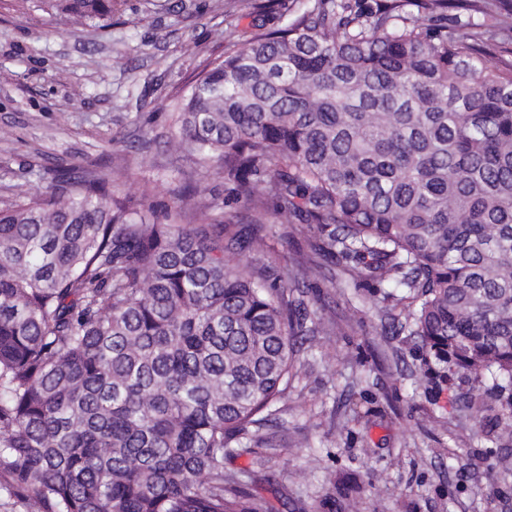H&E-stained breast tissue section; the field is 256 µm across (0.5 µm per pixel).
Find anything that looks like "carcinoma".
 Returning <instances> with one entry per match:
<instances>
[{"instance_id":"carcinoma-1","label":"carcinoma","mask_w":512,"mask_h":512,"mask_svg":"<svg viewBox=\"0 0 512 512\" xmlns=\"http://www.w3.org/2000/svg\"><path fill=\"white\" fill-rule=\"evenodd\" d=\"M451 0H311L206 69L171 147L254 212L291 225L363 281L411 339L423 375L476 430L512 442V58ZM107 29L116 0H44ZM495 30L512 35V6ZM186 187L209 224L159 222L97 170L0 203V473L26 512H270L226 458L276 449L260 432L301 375L299 340L336 321L224 246V208ZM467 383L481 391H461Z\"/></svg>"}]
</instances>
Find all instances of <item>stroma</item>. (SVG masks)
Masks as SVG:
<instances>
[{
  "label": "stroma",
  "mask_w": 512,
  "mask_h": 512,
  "mask_svg": "<svg viewBox=\"0 0 512 512\" xmlns=\"http://www.w3.org/2000/svg\"><path fill=\"white\" fill-rule=\"evenodd\" d=\"M303 2L260 11L245 0H121L123 23L102 31L41 0H0V200L45 192L55 169L103 157L124 170L128 199L182 205L200 224L205 213L179 198L197 184L250 229L253 213L222 170L169 149L176 106L212 61L286 25ZM262 232L269 248L251 261L270 274L311 258L288 225L270 220ZM311 283L308 300L331 312L336 333L303 346L304 376L274 429L281 452L261 467L232 456L226 470L256 471L252 489L273 512H512V474L493 467V442L447 395L426 394L412 342L384 330L376 284L340 296L326 267ZM352 401L364 417L351 416Z\"/></svg>",
  "instance_id": "1"
}]
</instances>
